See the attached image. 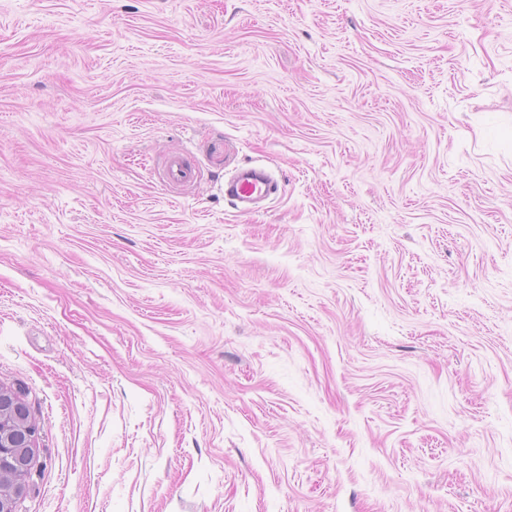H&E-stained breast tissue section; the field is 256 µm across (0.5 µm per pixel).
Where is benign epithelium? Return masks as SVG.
I'll use <instances>...</instances> for the list:
<instances>
[{"label":"benign epithelium","instance_id":"obj_1","mask_svg":"<svg viewBox=\"0 0 512 512\" xmlns=\"http://www.w3.org/2000/svg\"><path fill=\"white\" fill-rule=\"evenodd\" d=\"M37 452V425L26 402L0 386V512H14V502L31 489Z\"/></svg>","mask_w":512,"mask_h":512}]
</instances>
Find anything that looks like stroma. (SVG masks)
<instances>
[{"label":"stroma","instance_id":"obj_1","mask_svg":"<svg viewBox=\"0 0 512 512\" xmlns=\"http://www.w3.org/2000/svg\"><path fill=\"white\" fill-rule=\"evenodd\" d=\"M0 386L20 512H512V0H0ZM272 190V181L262 170L250 168L238 173L236 178L225 190L236 203H242L240 212H250L253 208L249 205L266 198ZM37 452V425L26 402L0 386V512L15 511V501L31 489Z\"/></svg>","mask_w":512,"mask_h":512}]
</instances>
